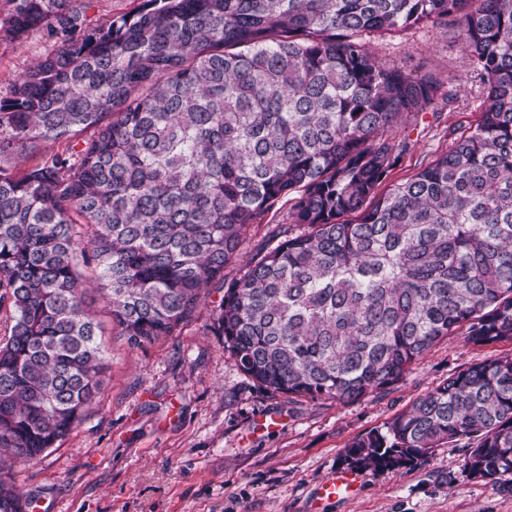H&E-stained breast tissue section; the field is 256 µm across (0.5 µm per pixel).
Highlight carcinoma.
I'll return each mask as SVG.
<instances>
[{"label":"carcinoma","mask_w":512,"mask_h":512,"mask_svg":"<svg viewBox=\"0 0 512 512\" xmlns=\"http://www.w3.org/2000/svg\"><path fill=\"white\" fill-rule=\"evenodd\" d=\"M0 33L64 35L0 98V455L38 459L84 420L106 347L81 268L132 346L169 336L224 280L218 328L258 385L354 401L439 340L512 342V0H142L95 28L86 0H8ZM455 24L488 81L452 147L374 197L410 150L394 131L437 79L366 37ZM60 142L62 153L40 146ZM466 440L469 474L512 494V357L448 377L354 438L357 468ZM35 498L0 479V512ZM288 207L289 205L282 206L275 214H269L263 221V224H253L249 228L247 238L241 248L240 258L237 262L231 263L224 268V280L226 283L236 277L242 264L266 243L271 226L288 222ZM268 222L269 224H267Z\"/></svg>","instance_id":"carcinoma-1"}]
</instances>
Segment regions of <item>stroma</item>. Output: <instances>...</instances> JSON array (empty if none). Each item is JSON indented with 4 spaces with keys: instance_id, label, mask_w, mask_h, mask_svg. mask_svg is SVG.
Here are the masks:
<instances>
[{
    "instance_id": "obj_1",
    "label": "stroma",
    "mask_w": 512,
    "mask_h": 512,
    "mask_svg": "<svg viewBox=\"0 0 512 512\" xmlns=\"http://www.w3.org/2000/svg\"><path fill=\"white\" fill-rule=\"evenodd\" d=\"M34 30L0 37V97L59 46ZM376 56L406 71L426 67L455 93L440 116L420 113L397 129L410 152L389 183L411 178L447 152L484 110L487 83L456 27L420 25L371 41ZM223 297L204 302L173 335L134 347L106 329L103 384L82 423L39 459L0 457V478L35 496V512H512V494L470 476L466 441L399 469L361 470L350 497L321 499L346 469L345 447L449 376L512 343L442 339L385 393L339 403L273 392L240 371L218 329Z\"/></svg>"
}]
</instances>
